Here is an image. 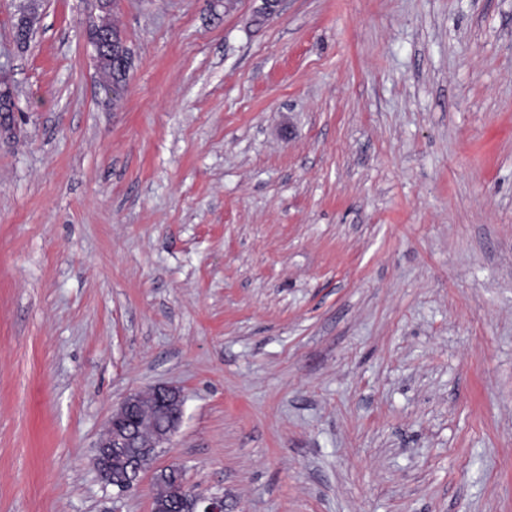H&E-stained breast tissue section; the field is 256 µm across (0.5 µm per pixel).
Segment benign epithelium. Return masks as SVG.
Segmentation results:
<instances>
[{
    "instance_id": "obj_1",
    "label": "benign epithelium",
    "mask_w": 512,
    "mask_h": 512,
    "mask_svg": "<svg viewBox=\"0 0 512 512\" xmlns=\"http://www.w3.org/2000/svg\"><path fill=\"white\" fill-rule=\"evenodd\" d=\"M88 41L94 48L95 58L98 61L116 60L120 67H127V57L113 56L117 46L124 43L122 32L107 24L99 25L88 35ZM152 397L158 409L168 415V423L161 430H154L146 434L138 447L142 448V458L133 463L129 470L117 478L113 475V457L118 455L120 449L130 448L131 434L125 428L127 424H135V412L141 407L144 400L142 392L137 391L127 395L119 407L113 411L106 432L96 444L94 465L98 473L107 477L112 486L124 493L139 489L142 475L149 470L157 456L158 449L169 443L176 432L183 416L184 399L182 392L172 386H155L151 388ZM193 512H224V502L218 499H206L194 495Z\"/></svg>"
}]
</instances>
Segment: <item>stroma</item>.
Here are the masks:
<instances>
[{
    "label": "stroma",
    "mask_w": 512,
    "mask_h": 512,
    "mask_svg": "<svg viewBox=\"0 0 512 512\" xmlns=\"http://www.w3.org/2000/svg\"><path fill=\"white\" fill-rule=\"evenodd\" d=\"M35 9L27 45L13 38ZM0 0V512H512V0ZM88 41L94 48L96 60L111 61L117 46L124 44V37L118 28L101 24L90 32ZM149 391L155 400L158 409L167 414L169 419L165 428V420L157 417L151 412L149 402H143L142 391L127 395L119 407L113 411L109 426L106 432L99 438L95 448V468L102 479V473L112 486L119 491L130 493L139 489L142 482V475L149 470L157 456L158 448L168 444L172 435L176 432L183 416L184 399L182 392L172 386H155ZM143 402L144 413L152 418L154 431L146 434L142 441L136 446L131 443V434L125 428V423L134 425L136 423L135 412ZM163 428V429H161ZM161 429V430H159ZM120 448H126L128 454L133 455L136 448H142V458L133 463L129 470L120 478H116L112 471L113 456L119 455ZM148 463L145 464L144 462ZM182 479H184L183 471L175 465L167 467L161 473L155 475L153 482L154 506L165 504V507H160L159 512H189L186 500L175 499L171 495L172 489ZM177 493L186 497L189 493L194 492L184 480L178 486Z\"/></svg>",
    "instance_id": "obj_1"
}]
</instances>
